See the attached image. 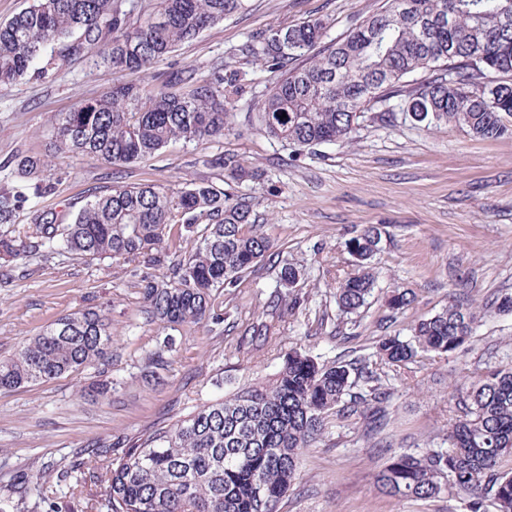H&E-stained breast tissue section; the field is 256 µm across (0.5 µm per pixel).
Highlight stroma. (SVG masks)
Here are the masks:
<instances>
[{
	"mask_svg": "<svg viewBox=\"0 0 512 512\" xmlns=\"http://www.w3.org/2000/svg\"><path fill=\"white\" fill-rule=\"evenodd\" d=\"M384 0H250L247 12L208 28L134 80L152 89L162 73L223 65L243 105L232 128L216 141L178 142L135 163L111 166L92 155L56 149L52 120L81 99L100 96L114 80L110 67L69 60L43 78L0 85V186L24 179L19 154L49 162L43 180L53 186L40 208L69 222L88 195L117 186L151 184L169 193L188 182H209L234 196L251 197L259 230L274 239L279 258L301 270L297 305L282 313L270 302L281 288L270 262L257 264L235 287L218 291L221 324L181 326L166 353L164 382L144 380L148 354L161 328L146 313L131 264L31 256L27 274L0 285V360L59 317L90 305L112 320V349L94 362L18 390H0V503L8 512H46L30 484L46 480L57 512H82L103 486L71 494L57 479L91 448L113 452L159 423H171L196 406L272 378L295 345L331 362L343 355L372 358L382 336L407 335L411 326L450 302L478 312L468 342L449 356H427L383 377L389 393L378 428L364 418L332 419L305 456L280 512H465L457 495L412 501L382 494L377 474L397 454L440 448L460 413L458 401L471 379L512 365V312L498 311L512 293V134L493 140L442 125L419 128L405 120L400 99L366 106L348 142L294 150L268 136L245 104L261 99L269 84L239 49L250 36L311 18L328 20V39H340L357 17ZM229 155L258 170L260 182L238 184L205 166V156ZM374 225L382 233L374 259L377 282L367 304L343 314L334 297L336 278L352 272L344 242ZM414 300L388 308L392 289ZM267 323L268 338L252 333ZM108 380L112 394L91 400L81 387Z\"/></svg>",
	"mask_w": 512,
	"mask_h": 512,
	"instance_id": "obj_1",
	"label": "stroma"
}]
</instances>
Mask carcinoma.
Listing matches in <instances>:
<instances>
[{
	"label": "carcinoma",
	"instance_id": "carcinoma-1",
	"mask_svg": "<svg viewBox=\"0 0 512 512\" xmlns=\"http://www.w3.org/2000/svg\"><path fill=\"white\" fill-rule=\"evenodd\" d=\"M249 0H32L0 22V85L45 76L58 60L92 55L112 69L134 74L165 60L204 30L243 12ZM329 23L321 18L251 36L243 55L271 73L266 95L248 105L260 127L288 146L314 148L344 143L372 102L405 95L406 109L422 115L416 125L453 124L482 139L512 132V0H386L359 18L350 33L322 52ZM307 57L309 65L292 68ZM431 76L406 89L403 79ZM240 101L236 84L221 69L164 74L146 93L120 81L97 98L79 100L59 115L62 154H89L109 165L136 162L179 142L224 137ZM204 165L234 181L260 174L234 158L215 155ZM47 163L21 156L16 170L29 178ZM52 191L39 179L0 188V254L23 259L68 254L82 260L134 264L146 311L166 328L222 320L214 292L232 288L246 271L274 254L275 243L257 232L254 204L231 199L205 183L177 194L151 185L121 186L82 205L69 224L41 212L22 231L17 214ZM195 235L188 254L170 259L167 229ZM381 231L365 227L345 241L355 271L336 282L341 312L360 310L375 288L372 259ZM168 266V272L155 271ZM300 271L284 262L280 286L293 288ZM477 314L451 304L420 320L408 336L377 340L380 366L401 367L425 354L450 355L471 337ZM112 322L88 307L66 314L0 360V390L47 381L105 358ZM379 376L361 359L321 363L293 348L275 376L207 402L158 427L114 456L92 451L99 463H75L60 474L76 490L88 482L105 487L94 512H279L298 479L308 448L329 418L364 416L382 403ZM462 415L448 427V447L403 453L377 475L381 491L410 500L449 493L463 496L467 512H512V366L475 380L460 400Z\"/></svg>",
	"mask_w": 512,
	"mask_h": 512
}]
</instances>
